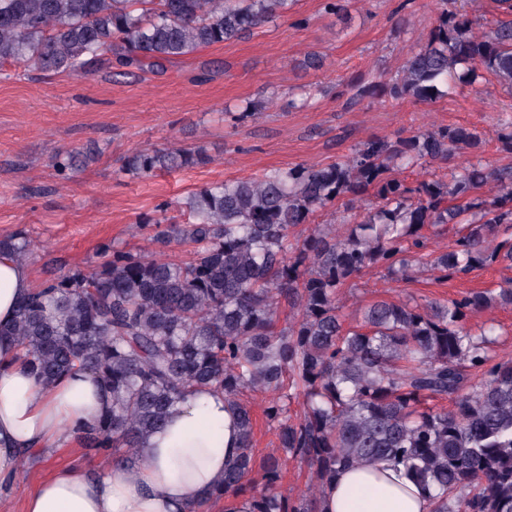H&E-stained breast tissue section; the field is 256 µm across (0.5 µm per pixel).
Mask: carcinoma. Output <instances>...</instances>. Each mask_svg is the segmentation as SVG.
I'll use <instances>...</instances> for the list:
<instances>
[{"label": "carcinoma", "instance_id": "1", "mask_svg": "<svg viewBox=\"0 0 512 512\" xmlns=\"http://www.w3.org/2000/svg\"><path fill=\"white\" fill-rule=\"evenodd\" d=\"M488 36L473 33L457 10H443L402 74L360 86V98L430 103L459 86L494 76L512 89V0ZM291 0H0V71L5 65L47 74H78L94 64L154 68L200 48L237 40ZM467 128L419 132L395 141L373 137L325 166L273 169L258 178L206 185L176 215L146 218L151 251L108 247L92 272L56 274L19 305L10 327L21 356L43 384L75 370L92 372L107 404L78 439L114 463H130L147 437L196 388L224 396L236 413L241 451L222 487L195 504L234 495L253 471V417L245 389L274 394L265 408L278 447L310 466L309 494L278 491L281 468L268 461L263 487L242 512H321L328 483L366 462L393 461L428 492L432 512H512V360L492 354L495 326L475 332L469 318L512 304V287L471 292L446 303L414 299L370 304L345 326L340 290L372 266L396 280L430 268L449 277L503 264L512 268V168L487 169L467 159L448 180L411 185L395 172L446 160L474 147ZM499 148L512 153V118L500 121ZM70 150L53 158L60 174L80 161ZM203 147L144 148L123 171L205 165ZM491 185L492 197L477 196ZM369 193L366 216L341 217V234L293 229L345 197ZM456 231L450 251L426 253L428 237ZM192 258L164 256L172 242ZM32 256L22 235L0 238V255ZM297 318L277 327L282 305ZM300 398L296 421L290 404ZM448 399L451 410L426 405Z\"/></svg>", "mask_w": 512, "mask_h": 512}]
</instances>
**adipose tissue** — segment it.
Returning <instances> with one entry per match:
<instances>
[{"label":"adipose tissue","mask_w":512,"mask_h":512,"mask_svg":"<svg viewBox=\"0 0 512 512\" xmlns=\"http://www.w3.org/2000/svg\"><path fill=\"white\" fill-rule=\"evenodd\" d=\"M33 289L28 266L0 256V327ZM105 396L94 376L78 371L47 387L0 336V490L10 488L24 454H50L76 440L78 426L95 420ZM239 453L235 414L221 395L201 389L178 405L151 434L139 462L113 465L95 477L56 472L28 493L24 512H186L221 487ZM323 512H431L424 490L385 464L344 470L327 489Z\"/></svg>","instance_id":"ef3b65f1"}]
</instances>
